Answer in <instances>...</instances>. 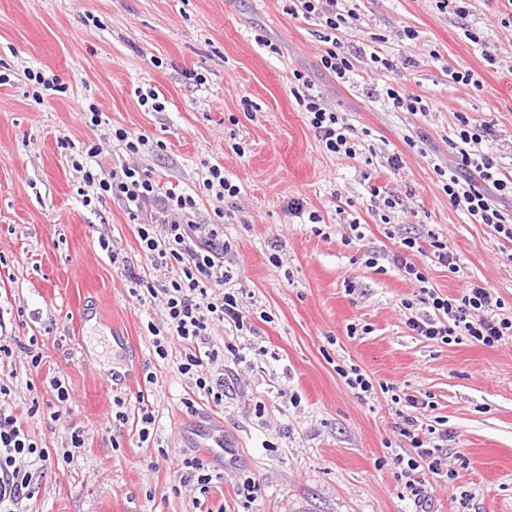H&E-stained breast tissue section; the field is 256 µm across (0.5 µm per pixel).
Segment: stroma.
Returning <instances> with one entry per match:
<instances>
[{"label": "stroma", "instance_id": "35a3bbf8", "mask_svg": "<svg viewBox=\"0 0 512 512\" xmlns=\"http://www.w3.org/2000/svg\"><path fill=\"white\" fill-rule=\"evenodd\" d=\"M354 2L365 22L337 38L367 46L384 35L386 57L413 61L385 81L421 96L426 113L396 112L371 95L365 62H355L344 83L326 73L322 19L288 15L282 0H0V73L9 76L0 84V337H36L43 354L36 370L15 353L0 383L39 447L66 452L72 423L87 436L73 461L48 471L23 512H194L191 493L173 492L157 457L160 448L188 445V430L209 429L210 420L182 411L189 384L173 363L180 349L165 360L155 354L147 324L161 312L130 296L123 265L101 246L109 240L139 263L134 224L112 197L84 205L73 166L96 140L104 169L126 161L122 145L107 138L115 127L147 138L140 163L163 188L197 186L207 162L240 188L221 202L203 197L197 213L198 223L212 224L224 210L234 285L259 329L235 339L254 369L224 377L220 422L233 445L224 452V481L208 496L212 512H413L390 460L405 443L392 394L361 403L336 373L344 363L431 400L424 421L447 429L455 476L426 478L427 512H512V341L487 348L417 335L400 305L417 288L390 267L399 237L435 234L459 270L414 255L431 286L451 297L471 283L488 287L512 316V242L470 223L436 172L453 164L449 140L460 112L491 125L488 150L512 167V27L500 24L502 0H469L464 20L434 0ZM404 28L416 40H400ZM469 29L482 33V44L466 37ZM271 42L279 53L268 51ZM487 53L498 68L486 67ZM29 69L56 79L59 91L37 94ZM453 69L474 72L478 86L454 83ZM297 71L347 115L356 157L329 153L315 138L291 94ZM149 90L163 111L140 105L139 92ZM90 103L96 127L83 110ZM394 154L402 158L396 174L387 165ZM368 176L408 199L389 223L364 189ZM293 198L323 216L321 234L294 222ZM354 219L365 237L348 244ZM276 248L279 269L269 262ZM370 257L376 267L366 266ZM150 372L160 384L150 440L140 442L128 426L111 435L104 390L113 374L133 410ZM55 377L69 400L52 426L27 410L34 401L47 405ZM254 398L264 412L242 410ZM244 474L260 486L248 507L234 495Z\"/></svg>", "mask_w": 512, "mask_h": 512}]
</instances>
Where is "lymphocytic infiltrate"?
<instances>
[{
    "label": "lymphocytic infiltrate",
    "mask_w": 512,
    "mask_h": 512,
    "mask_svg": "<svg viewBox=\"0 0 512 512\" xmlns=\"http://www.w3.org/2000/svg\"><path fill=\"white\" fill-rule=\"evenodd\" d=\"M285 11L293 16L323 19L326 47L320 64L336 79H347L354 59L362 56L369 57L375 70L394 71V61L380 56L378 51L368 52L333 39V31L363 23L358 10L343 0H290ZM294 78L291 93L307 113L316 139L330 153L355 157L353 128L347 118L328 107L322 92L315 90L302 73H295ZM456 120L451 146L457 160L443 189L450 204L472 222L493 226L512 242V223L506 221L494 202L495 197L512 196V173L501 170L493 157L481 149L490 133L489 126H473L462 113L457 114ZM111 136L124 144L128 162L103 173L97 163L100 147L92 143L86 145L75 167L93 199L110 196L120 200L130 222L137 226L146 268L141 271L127 266L129 293L140 303L162 305L161 324L149 325L148 331L159 358L168 357L171 344L182 348L176 369L191 386L190 395L181 400L186 414L196 415L202 400L223 408L224 379L214 375L211 367L220 361L236 366L244 363L231 335L252 330L253 324L239 292L230 287L235 274L227 266L226 257L232 251V243L225 238L223 225L196 223L195 215L203 194L234 198L240 189L225 175L223 167L214 164L201 173L197 188L179 193L161 191L151 171L134 161L146 146V139L123 128L113 129ZM399 244L400 250L392 255L391 263L399 274L418 285L415 300H402L401 305L406 309L416 303L424 306L421 314L407 319L410 330L445 345L467 340L492 348L512 338V317L496 316L489 288L472 283L463 288L460 297L443 295L429 287L424 269L408 259L409 254L427 250L439 264L456 271L457 259L446 242L433 236L424 246L418 238L404 237ZM155 271L163 273V281L152 279ZM218 330L224 331V341L215 340ZM391 401L406 403L410 408L400 429L409 446L395 453L392 462L405 479L406 496L417 503L422 499L424 475L443 481L454 475L448 465V433L422 425L418 419L416 412L427 408V401L397 394L392 395ZM160 455L178 488L195 491L196 512H211L205 505L206 496L213 484L223 481V473L190 448H164ZM49 458V450L30 439L21 417L11 407L0 405V512H17L23 500L34 496Z\"/></svg>",
    "instance_id": "f902f5d3"
}]
</instances>
